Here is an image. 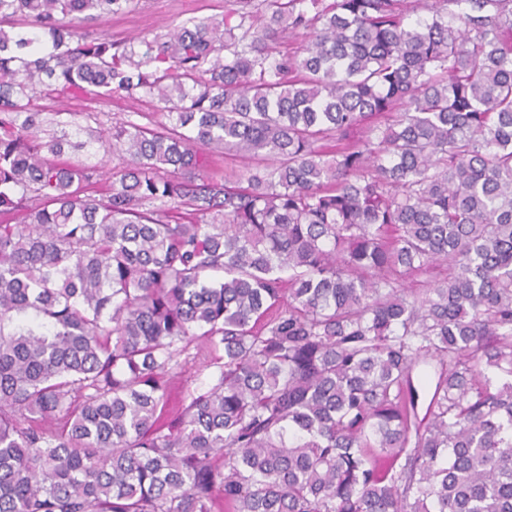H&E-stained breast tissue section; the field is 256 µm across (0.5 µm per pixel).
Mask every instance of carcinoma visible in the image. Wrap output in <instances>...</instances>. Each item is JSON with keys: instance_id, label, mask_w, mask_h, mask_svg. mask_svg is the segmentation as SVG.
<instances>
[{"instance_id": "cac0c4a2", "label": "carcinoma", "mask_w": 512, "mask_h": 512, "mask_svg": "<svg viewBox=\"0 0 512 512\" xmlns=\"http://www.w3.org/2000/svg\"><path fill=\"white\" fill-rule=\"evenodd\" d=\"M403 2L0 0V512H512V0ZM225 0H140L131 11L112 15L105 22L92 21L87 32L92 37L105 33L112 40L139 46L143 38L166 33L189 16L224 12ZM34 104L41 109L61 112H105L107 116L101 118L105 122L108 120L107 124L120 119L139 123H147L148 119L165 122L155 100L145 96L136 99L114 97L106 102H99L80 91L68 90L54 94L51 98L37 99ZM133 112H139L140 116ZM201 162L204 174L218 181L224 179L235 180L239 174L245 171L244 165L239 160L227 159V156L213 154L203 151L201 154ZM202 362V359L191 361V358L187 359L186 362H182V368L177 370L178 374L174 380L178 387L177 397L180 396L182 390L188 387L195 388L206 382L212 369H205Z\"/></svg>"}]
</instances>
